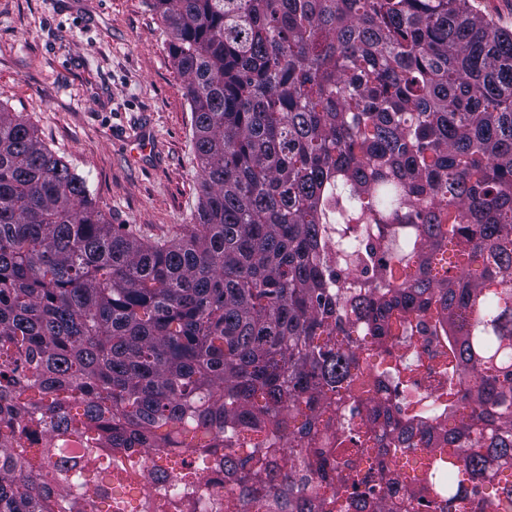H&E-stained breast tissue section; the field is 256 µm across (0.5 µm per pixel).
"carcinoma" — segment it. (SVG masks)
Masks as SVG:
<instances>
[{"label":"carcinoma","instance_id":"carcinoma-1","mask_svg":"<svg viewBox=\"0 0 512 512\" xmlns=\"http://www.w3.org/2000/svg\"><path fill=\"white\" fill-rule=\"evenodd\" d=\"M198 224L145 241L0 108V512H512V30L155 0ZM448 332L442 421L390 407ZM228 486L225 485L224 489L222 486L217 484L213 478H204L196 488V491L191 494L193 499L197 502L196 507L188 508V511L184 512H217L214 511V506L217 500L222 501V497L226 495Z\"/></svg>","mask_w":512,"mask_h":512}]
</instances>
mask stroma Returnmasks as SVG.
<instances>
[{
  "instance_id": "35a3bbf8",
  "label": "stroma",
  "mask_w": 512,
  "mask_h": 512,
  "mask_svg": "<svg viewBox=\"0 0 512 512\" xmlns=\"http://www.w3.org/2000/svg\"><path fill=\"white\" fill-rule=\"evenodd\" d=\"M154 3L0 0V107L72 164L111 223L168 240L194 224L202 173ZM139 139L151 150L135 159Z\"/></svg>"
}]
</instances>
